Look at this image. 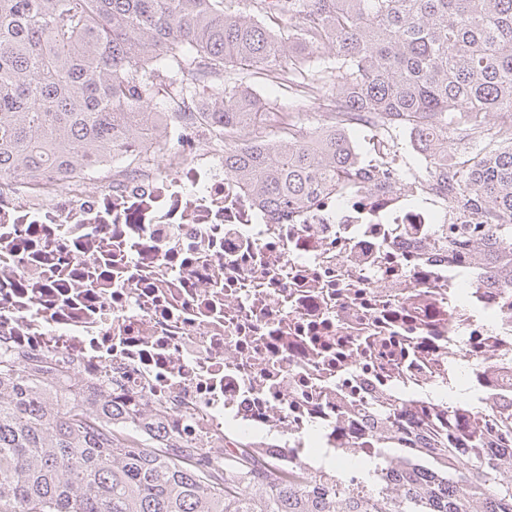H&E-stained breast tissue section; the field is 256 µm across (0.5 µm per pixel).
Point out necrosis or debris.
Wrapping results in <instances>:
<instances>
[{
    "label": "necrosis or debris",
    "instance_id": "necrosis-or-debris-1",
    "mask_svg": "<svg viewBox=\"0 0 512 512\" xmlns=\"http://www.w3.org/2000/svg\"><path fill=\"white\" fill-rule=\"evenodd\" d=\"M142 166L0 184V345L106 381L214 453L251 442L280 468L370 459L391 405L436 430L512 407V292L447 224H477L439 178L374 168L289 214L224 171V142L152 131ZM464 378L466 406L435 389Z\"/></svg>",
    "mask_w": 512,
    "mask_h": 512
}]
</instances>
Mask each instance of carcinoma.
I'll return each instance as SVG.
<instances>
[{"label":"carcinoma","mask_w":512,"mask_h":512,"mask_svg":"<svg viewBox=\"0 0 512 512\" xmlns=\"http://www.w3.org/2000/svg\"><path fill=\"white\" fill-rule=\"evenodd\" d=\"M251 82L288 105L267 111ZM215 84L224 106L201 113L224 128V170L275 210L356 169L347 121L394 153L416 130V172L449 171L489 219L446 241L477 244L512 289V0H0V182L137 163L148 106L164 95L179 126ZM304 100L335 126L298 138ZM56 383L0 349V512H512V478L467 455L482 424L422 432L430 471L402 464L387 494L267 465L247 442L212 456L124 399Z\"/></svg>","instance_id":"cac0c4a2"}]
</instances>
